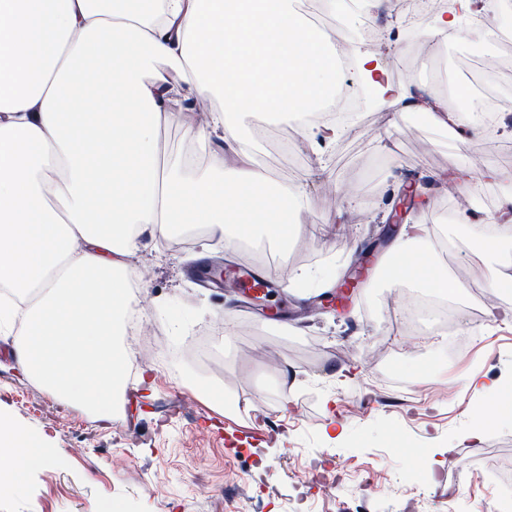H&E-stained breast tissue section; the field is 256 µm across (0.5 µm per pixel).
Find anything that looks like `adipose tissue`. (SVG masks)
Wrapping results in <instances>:
<instances>
[{"mask_svg":"<svg viewBox=\"0 0 512 512\" xmlns=\"http://www.w3.org/2000/svg\"><path fill=\"white\" fill-rule=\"evenodd\" d=\"M0 0V327L26 303L15 354L25 375L101 419L129 382L121 338L143 292L130 260L145 238L204 227L225 246L259 237L283 247L305 209L299 181L270 183L238 118L270 122L329 109L334 38L292 0ZM498 0H450L424 24L447 39ZM380 107L419 109L435 123L474 127L442 93L392 85L380 60L357 53ZM215 102L207 121L173 105L175 88ZM220 135L236 163L161 151L163 128ZM423 224L404 225L401 279L441 294L447 272L424 256ZM43 455L28 431L0 416V483L22 490Z\"/></svg>","mask_w":512,"mask_h":512,"instance_id":"ef3b65f1","label":"adipose tissue"}]
</instances>
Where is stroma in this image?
I'll list each match as a JSON object with an SVG mask.
<instances>
[{"label": "stroma", "mask_w": 512, "mask_h": 512, "mask_svg": "<svg viewBox=\"0 0 512 512\" xmlns=\"http://www.w3.org/2000/svg\"><path fill=\"white\" fill-rule=\"evenodd\" d=\"M332 15L350 31L367 21L384 32L411 27L371 0H334ZM479 41L459 35L426 55L394 41L378 57L393 83L426 93L438 81L440 56L465 55ZM298 126L288 122L281 145L299 163L303 226L249 327L230 320L197 349L193 329L239 310L241 296L201 288L191 266L207 254L244 258L202 234L189 248L147 244L134 259L152 272L149 316L158 334L153 357L133 360L132 384L112 419L23 376L13 336L0 332V414L47 450L23 491L0 489V512H100L105 503L112 512H404L410 473L426 512H494L502 487L473 473L488 457L512 464V423L476 440L466 432L489 410L487 387L512 385V317L489 316L488 306L459 290L457 329L470 346L452 359L447 337L393 331L405 291L388 277L369 276L351 307H307L379 238L406 182L431 200L409 222L446 225L464 238L491 221L512 225V163L483 150L480 131L463 144L453 128L416 111L360 107L345 135L322 150ZM486 167L506 177L485 181L470 210L458 211L434 185L444 173ZM312 263L320 282L298 284L296 273ZM474 377L482 388L471 385ZM253 409L282 412L273 439L226 432L230 423L250 427ZM315 466L341 474L334 498L302 487L303 470Z\"/></svg>", "instance_id": "stroma-1"}]
</instances>
